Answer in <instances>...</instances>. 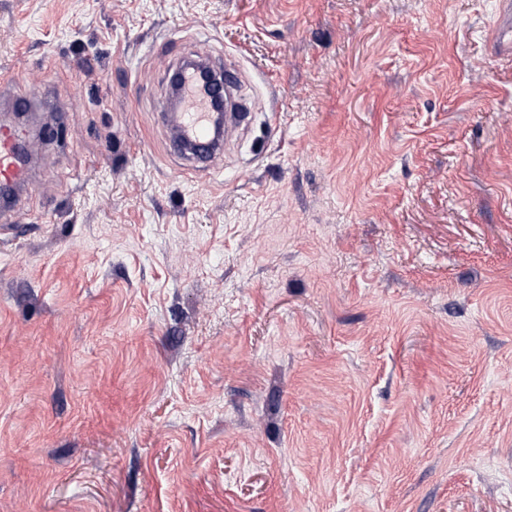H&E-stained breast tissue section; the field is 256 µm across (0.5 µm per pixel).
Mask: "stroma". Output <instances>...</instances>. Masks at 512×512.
Here are the masks:
<instances>
[{
    "mask_svg": "<svg viewBox=\"0 0 512 512\" xmlns=\"http://www.w3.org/2000/svg\"><path fill=\"white\" fill-rule=\"evenodd\" d=\"M497 9L0 0L12 95L62 111L0 214V512H512ZM199 49L257 114L187 178Z\"/></svg>",
    "mask_w": 512,
    "mask_h": 512,
    "instance_id": "1",
    "label": "stroma"
}]
</instances>
